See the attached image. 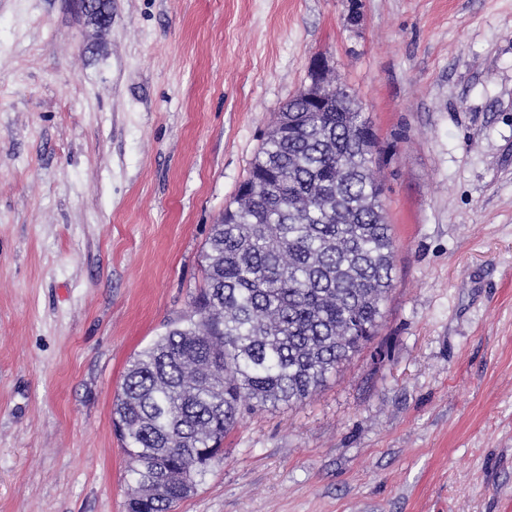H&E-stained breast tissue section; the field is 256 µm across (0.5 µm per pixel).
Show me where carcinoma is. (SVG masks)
<instances>
[{
	"label": "carcinoma",
	"mask_w": 512,
	"mask_h": 512,
	"mask_svg": "<svg viewBox=\"0 0 512 512\" xmlns=\"http://www.w3.org/2000/svg\"><path fill=\"white\" fill-rule=\"evenodd\" d=\"M375 146L363 113L334 98L278 113L210 227L190 314L130 361L113 404L135 484L126 512H174L242 411L305 402L376 335L395 244Z\"/></svg>",
	"instance_id": "cac0c4a2"
}]
</instances>
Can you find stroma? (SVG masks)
<instances>
[{
  "mask_svg": "<svg viewBox=\"0 0 512 512\" xmlns=\"http://www.w3.org/2000/svg\"><path fill=\"white\" fill-rule=\"evenodd\" d=\"M0 0V512H126L112 404L321 56L378 141L375 341L176 512H512V0Z\"/></svg>",
  "mask_w": 512,
  "mask_h": 512,
  "instance_id": "obj_1",
  "label": "stroma"
}]
</instances>
